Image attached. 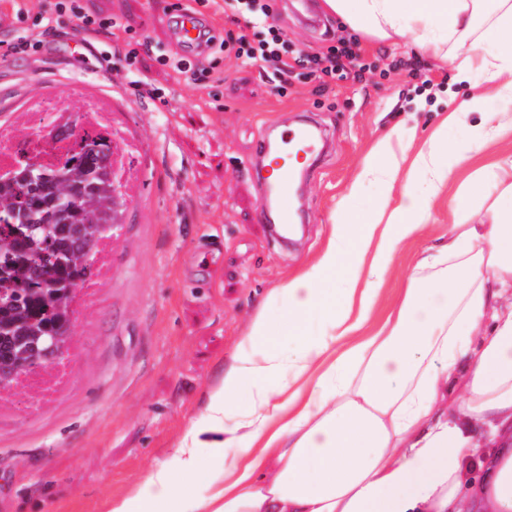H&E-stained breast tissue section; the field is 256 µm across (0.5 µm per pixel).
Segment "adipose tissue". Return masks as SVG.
I'll use <instances>...</instances> for the list:
<instances>
[{
	"label": "adipose tissue",
	"mask_w": 512,
	"mask_h": 512,
	"mask_svg": "<svg viewBox=\"0 0 512 512\" xmlns=\"http://www.w3.org/2000/svg\"><path fill=\"white\" fill-rule=\"evenodd\" d=\"M476 2L324 0L356 32L407 35L434 53L470 30ZM494 3L467 69L512 101V0ZM487 97L475 91L464 105L481 117L479 142L452 146L435 133L415 156L424 194L395 186L414 132L376 143L320 251L268 295L285 303L279 322L261 315L251 326L253 340L292 337L294 354L238 356L179 445L105 512H512V448H492L512 430V155L468 177L447 241L421 253L394 311L362 333L394 253L420 236L416 213L455 163L512 132V113L488 110ZM369 184L383 191L361 213L354 203ZM470 201L488 223H471ZM347 251L355 262L331 288ZM282 378L280 400L271 385ZM244 400L249 409L237 410ZM202 482L210 493L199 500Z\"/></svg>",
	"instance_id": "adipose-tissue-1"
}]
</instances>
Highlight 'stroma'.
I'll use <instances>...</instances> for the list:
<instances>
[{
	"mask_svg": "<svg viewBox=\"0 0 512 512\" xmlns=\"http://www.w3.org/2000/svg\"><path fill=\"white\" fill-rule=\"evenodd\" d=\"M188 0H91L102 15L122 18L142 40L141 67L156 86L140 92L120 64L99 62L110 42L86 49L69 34L38 54L0 64V124L29 133L21 112L37 96L60 95L79 117L85 96L111 97L115 117L140 145L139 179L110 232L112 279L91 305L74 301L65 361L72 379L41 410H19L15 392L0 393V512H103L140 476L162 462L200 415L210 391L236 356L260 354L249 341L258 312L275 288L320 249L329 219L373 144L396 126L415 128L424 143L474 91L480 74L461 79L465 57L492 13L481 14L465 43L450 41L441 60L409 41H357L359 77L320 91L318 79L293 81L278 95L219 45L206 52L223 84L202 88L161 66L180 56L171 28L175 4ZM320 27L304 26L295 0H277L274 22L293 49L319 55L351 39L323 0H311ZM322 126L333 146L302 172L305 233L283 248L259 219L265 188L253 144L263 129L298 115ZM476 156L460 163L424 216L421 239L402 244L385 277L367 331L394 309L414 275L418 251L448 238L449 205Z\"/></svg>",
	"mask_w": 512,
	"mask_h": 512,
	"instance_id": "stroma-1",
	"label": "stroma"
}]
</instances>
